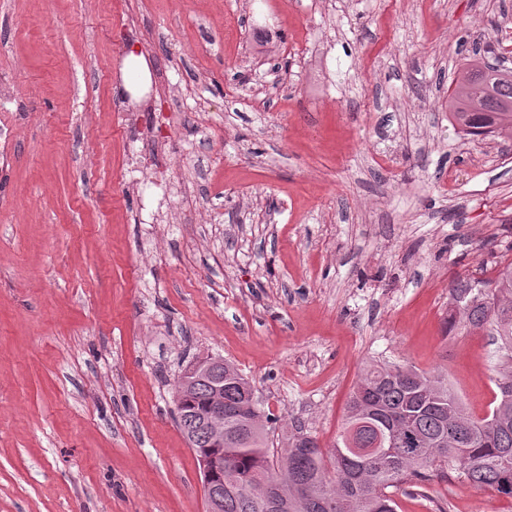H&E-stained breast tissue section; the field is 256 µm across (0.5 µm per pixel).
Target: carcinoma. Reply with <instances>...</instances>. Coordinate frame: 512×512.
Returning a JSON list of instances; mask_svg holds the SVG:
<instances>
[{
    "mask_svg": "<svg viewBox=\"0 0 512 512\" xmlns=\"http://www.w3.org/2000/svg\"><path fill=\"white\" fill-rule=\"evenodd\" d=\"M448 115L468 136L512 135V71L479 59L448 90ZM492 278L449 285L445 333L487 328L497 344L498 392L482 418L466 412L448 381L406 364L372 363L351 393L333 448L308 447L289 435L271 460L277 418L231 363L210 374L186 367L178 425L199 455L214 448L204 414L214 386L224 385V512H396L392 491L423 490L435 470L455 469L478 490L512 498V259L494 261ZM263 473L264 488L252 485Z\"/></svg>",
    "mask_w": 512,
    "mask_h": 512,
    "instance_id": "cac0c4a2",
    "label": "carcinoma"
}]
</instances>
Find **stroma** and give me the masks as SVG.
Returning <instances> with one entry per match:
<instances>
[{"instance_id":"obj_1","label":"stroma","mask_w":512,"mask_h":512,"mask_svg":"<svg viewBox=\"0 0 512 512\" xmlns=\"http://www.w3.org/2000/svg\"><path fill=\"white\" fill-rule=\"evenodd\" d=\"M150 63L123 87L131 49ZM512 0H0V512H206L182 370L223 357L331 448L366 365L477 417L448 287L512 248V139L448 89ZM396 512H512L454 470Z\"/></svg>"}]
</instances>
